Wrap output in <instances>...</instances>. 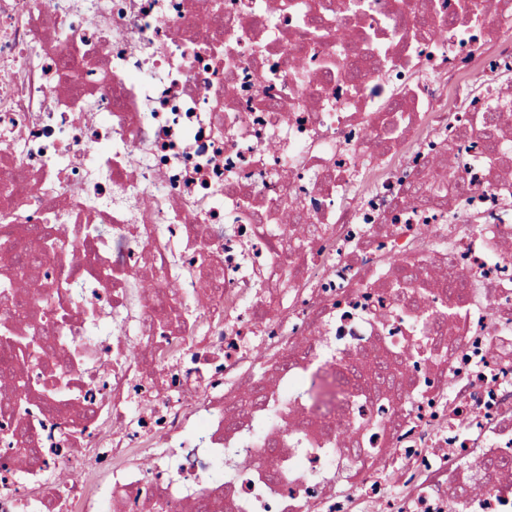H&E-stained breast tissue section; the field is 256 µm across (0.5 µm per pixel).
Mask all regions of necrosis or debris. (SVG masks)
I'll use <instances>...</instances> for the list:
<instances>
[{
	"label": "necrosis or debris",
	"mask_w": 512,
	"mask_h": 512,
	"mask_svg": "<svg viewBox=\"0 0 512 512\" xmlns=\"http://www.w3.org/2000/svg\"><path fill=\"white\" fill-rule=\"evenodd\" d=\"M505 75L512 0H0V512H512Z\"/></svg>",
	"instance_id": "4bbe7bcc"
}]
</instances>
